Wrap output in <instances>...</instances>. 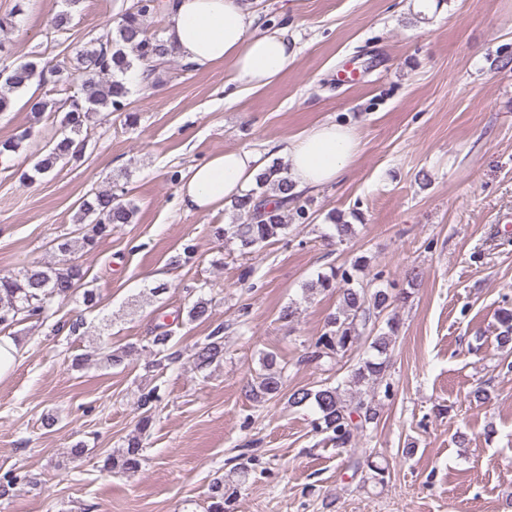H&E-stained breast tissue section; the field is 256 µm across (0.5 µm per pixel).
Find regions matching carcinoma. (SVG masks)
I'll return each instance as SVG.
<instances>
[{
  "instance_id": "1",
  "label": "carcinoma",
  "mask_w": 512,
  "mask_h": 512,
  "mask_svg": "<svg viewBox=\"0 0 512 512\" xmlns=\"http://www.w3.org/2000/svg\"><path fill=\"white\" fill-rule=\"evenodd\" d=\"M81 0H63L62 9L50 21L56 32L69 30L73 15ZM165 10L163 0H133L120 9L114 19L115 27L91 39L76 54L77 71L81 83L79 92L65 99L52 101L34 95L26 107L34 121L47 112L62 114L60 135L52 142L47 153L39 158L23 179L33 181L51 172L61 161H77L83 156L81 135L88 129L93 115L113 112L125 113V122L134 126L138 115L128 111L132 94L128 74L136 73L139 83L154 86L162 82L167 63L174 57L173 49L164 36L148 32L147 19ZM61 70L47 62L28 60L18 64H5L0 60V112L11 110L13 96L39 85L46 77H55ZM30 131L0 140V158H9L22 149ZM278 198L271 205L268 198ZM232 222L213 227L218 239H233L242 256L255 253L265 245L288 240L290 230L312 221L307 202L294 193V184L288 173V164L272 162L257 177L255 187L232 203ZM138 207L125 190L110 189L94 192L79 204L78 236L65 237L56 246L61 256L56 262L32 265L16 273L0 275V327L9 328L26 320L44 321L54 304L81 299L82 304L93 310L99 297L95 290L79 291L85 274L82 265L69 255L91 254L99 240L112 235L119 224H131ZM333 235L345 239L354 232L353 225L343 216L332 211L328 214ZM364 256L354 259L349 267L331 266L306 286V291L337 293L338 310L326 318L324 332L311 344L301 358L304 363H315L333 368L355 347L366 344L371 356L359 361L350 371L348 383L355 387V396L346 399L341 387L323 383L316 389L300 388L288 396V404L301 407L311 404L317 418L313 429L328 434L329 441L338 448H352L356 438L368 426L377 423L380 401L377 389L384 387L383 396L392 395L391 383L385 381L389 364L392 337L398 332L399 322L393 313L397 295L388 288L374 291L366 288L358 273L367 267ZM188 322L206 324L212 319V300L198 295L186 307ZM500 331L497 343L506 354H512V309L503 308L498 314ZM217 328L195 348L193 362L198 370H206L224 361V337ZM171 333L162 331L150 339L146 348L153 359L147 368H157L162 362L170 363L180 357L171 351ZM139 354V348L127 345L107 349L104 364L119 367ZM288 378V363L274 353H266L260 360V369L249 385V398L263 404L278 397ZM162 403L160 387L140 390L137 398L138 419L134 430L127 435L121 450L104 459L103 470L112 473L134 474L145 462L143 437L152 428L155 413ZM256 460L255 454L247 461L231 467L222 476L214 478L208 488L207 512H234L241 486L249 478L248 462ZM23 482H31L26 473L10 472L0 477V496Z\"/></svg>"
}]
</instances>
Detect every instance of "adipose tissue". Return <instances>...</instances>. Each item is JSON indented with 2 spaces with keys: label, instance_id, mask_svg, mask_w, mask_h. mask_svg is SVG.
<instances>
[{
  "label": "adipose tissue",
  "instance_id": "obj_1",
  "mask_svg": "<svg viewBox=\"0 0 512 512\" xmlns=\"http://www.w3.org/2000/svg\"><path fill=\"white\" fill-rule=\"evenodd\" d=\"M165 38L184 64H224L251 89L271 84L295 57L287 27L262 28L251 0H167ZM360 150L353 128L316 124L289 139L281 151L296 192H311L340 180ZM273 149H229L195 165L179 188L190 211L217 213L242 196L270 164Z\"/></svg>",
  "mask_w": 512,
  "mask_h": 512
}]
</instances>
